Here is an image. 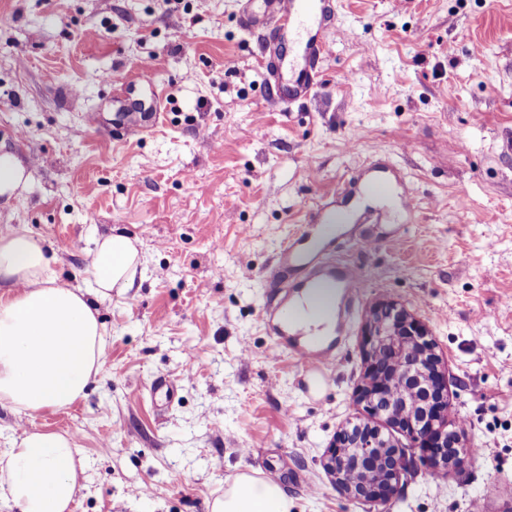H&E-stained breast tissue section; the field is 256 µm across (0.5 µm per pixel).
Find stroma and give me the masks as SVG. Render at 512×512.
Returning <instances> with one entry per match:
<instances>
[{"label": "stroma", "mask_w": 512, "mask_h": 512, "mask_svg": "<svg viewBox=\"0 0 512 512\" xmlns=\"http://www.w3.org/2000/svg\"><path fill=\"white\" fill-rule=\"evenodd\" d=\"M242 4L0 0V143L41 159L0 201V231L39 234L71 286L100 236L136 239L140 257L133 288L99 307L106 355L87 398L0 409V450L24 427L72 435L71 512H211L244 471L294 512H512V0H332L319 83L285 111L266 100ZM146 66L162 105L137 80ZM157 106V127L118 136L124 113ZM378 163L403 181L370 197L361 173ZM329 198L349 215L339 253L368 286L314 396L263 326L260 276L289 240L323 243L310 216ZM364 235L383 242L361 251ZM386 300L428 326L469 463L433 478L385 426L409 464L377 505L339 492L322 459L366 417L359 343ZM158 378L176 380L171 401L151 396Z\"/></svg>", "instance_id": "35a3bbf8"}]
</instances>
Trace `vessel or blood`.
Returning <instances> with one entry per match:
<instances>
[{
  "label": "vessel or blood",
  "mask_w": 512,
  "mask_h": 512,
  "mask_svg": "<svg viewBox=\"0 0 512 512\" xmlns=\"http://www.w3.org/2000/svg\"><path fill=\"white\" fill-rule=\"evenodd\" d=\"M328 15V0H245L240 15L242 27L268 33L263 65L272 103L288 106L316 85L327 45L317 30ZM264 280L268 287L283 291L278 304L262 312L266 331L286 339L289 352L302 370L326 371L336 356V340L309 341L290 334L292 306L309 288L327 283L340 292L342 314L351 315L356 298L366 286L360 267L338 256L333 244L309 256L301 253L293 241L277 256Z\"/></svg>",
  "instance_id": "obj_1"
}]
</instances>
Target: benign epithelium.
I'll return each mask as SVG.
<instances>
[{"mask_svg": "<svg viewBox=\"0 0 512 512\" xmlns=\"http://www.w3.org/2000/svg\"><path fill=\"white\" fill-rule=\"evenodd\" d=\"M360 351L365 370L358 400L417 442L438 474L463 471L453 464L463 438L448 421V378L428 327L398 304L380 302L364 324ZM404 465L405 450L365 421L337 432L323 458L341 492L372 502L395 494Z\"/></svg>", "mask_w": 512, "mask_h": 512, "instance_id": "obj_1", "label": "benign epithelium"}]
</instances>
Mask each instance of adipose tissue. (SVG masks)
<instances>
[{
  "label": "adipose tissue",
  "instance_id": "adipose-tissue-1",
  "mask_svg": "<svg viewBox=\"0 0 512 512\" xmlns=\"http://www.w3.org/2000/svg\"><path fill=\"white\" fill-rule=\"evenodd\" d=\"M44 240L30 231L0 232V408L60 411L83 401L98 375L106 341L98 306L135 282L138 249L111 233L95 242L88 287L59 283ZM333 290L303 295L294 329L330 332ZM77 446L67 434L25 430L0 451V498L17 512H68L77 490ZM281 486L239 473L211 512H291Z\"/></svg>",
  "mask_w": 512,
  "mask_h": 512
}]
</instances>
